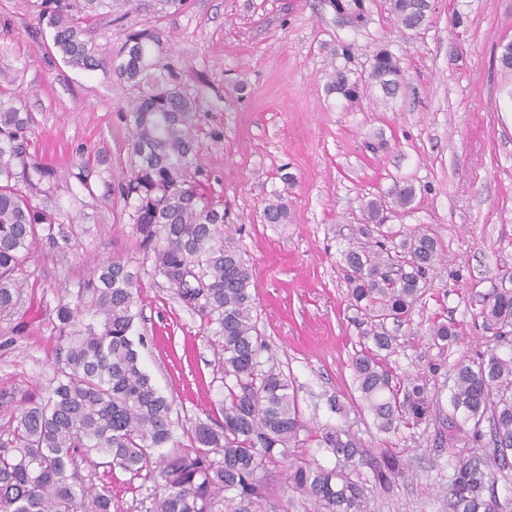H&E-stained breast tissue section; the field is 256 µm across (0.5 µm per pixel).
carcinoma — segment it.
<instances>
[{
  "instance_id": "1",
  "label": "carcinoma",
  "mask_w": 512,
  "mask_h": 512,
  "mask_svg": "<svg viewBox=\"0 0 512 512\" xmlns=\"http://www.w3.org/2000/svg\"><path fill=\"white\" fill-rule=\"evenodd\" d=\"M187 0H41L38 21L53 30L52 50L81 71L112 69L141 86L129 109L132 153L137 158L121 196L133 201V224L152 247V270L181 301L200 307L216 325L224 361V422H197L190 444L170 448L173 406L144 370L132 338L137 313L135 273L121 260L100 263L77 301L56 307L61 366L49 394L29 395L15 411L16 425L0 441V512H112L109 489L88 485L80 464L94 456L133 477L156 475L162 494L154 512H279L270 482L286 471L290 489L319 512H363L358 481L365 445L350 431L312 426L304 418L289 376L261 360L264 341L254 319L251 266L240 250L224 243V209L207 199L190 173L196 152V98L171 86V66L154 61L159 37L151 29L130 32L109 58L99 56L79 20L103 6L126 12L144 7L177 12ZM430 0H389L388 11L407 30L429 17ZM499 68L512 74V41L499 44ZM391 52L372 55L368 79L386 97L402 86ZM332 87L343 98L361 97L358 83L338 69ZM28 113L0 93V313L13 312L21 285L15 273L38 241L66 238L62 210L47 196L65 179L56 169L29 160ZM43 194L42 203L33 196ZM366 222L342 253L349 294L367 316L364 349L351 358L359 407L382 431L418 421L427 413L424 385L409 380L404 395L379 352H392L398 337L387 326L411 322L421 296L419 282L433 270L437 240L417 228L389 247L376 237L380 205L366 204ZM268 224L288 221V204L273 193L263 209ZM494 348L475 361L456 364L449 386L448 445L464 442L476 451L457 459L448 484L451 512H497L492 496L496 471L512 457V290L489 295L480 311ZM429 335L443 346L462 328L435 321ZM334 458L326 468L317 454ZM374 478L386 487L404 476L398 459L373 462Z\"/></svg>"
}]
</instances>
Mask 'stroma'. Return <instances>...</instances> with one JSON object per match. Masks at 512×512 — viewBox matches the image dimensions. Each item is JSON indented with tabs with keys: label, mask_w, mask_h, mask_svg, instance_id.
I'll return each mask as SVG.
<instances>
[{
	"label": "stroma",
	"mask_w": 512,
	"mask_h": 512,
	"mask_svg": "<svg viewBox=\"0 0 512 512\" xmlns=\"http://www.w3.org/2000/svg\"><path fill=\"white\" fill-rule=\"evenodd\" d=\"M38 0H0V88L32 116L28 152L69 172L56 198L73 219L70 246L40 241L16 277L23 285L11 315L0 316V434L24 395L41 392L58 366L55 308L107 259L135 272L139 353L145 370L174 403L178 444L195 422H221L224 396L218 338L187 307L151 259L118 187L131 174L126 111L139 91L113 71L81 72L50 50L37 22ZM416 30L398 25L387 0H365V19L336 15L328 0H187L182 11L143 9L87 20L85 36L103 56L131 29L158 33L159 62L200 107L192 171L224 207L227 238L252 268L257 327L276 365L291 374L305 419L345 425L370 459L392 454L408 473L380 487L368 464L358 482L363 512H451L448 484L468 447L441 444L448 378L490 342L479 312L485 296L512 290V75L496 61L512 40V0H431ZM387 48L404 75L402 91L369 88L356 104L329 92L336 69L367 80L371 57ZM101 159L85 191L87 156ZM413 185L414 200L393 195ZM288 202V221L264 223L272 192ZM388 201L383 229L393 241L423 228L439 257L411 324L387 358L395 381L425 383L430 414L383 433L356 399L349 361L362 344L341 253L366 201ZM462 324L445 348L428 334L432 320ZM86 482L106 486L112 512H151L156 477L130 478L83 464Z\"/></svg>",
	"instance_id": "stroma-1"
}]
</instances>
